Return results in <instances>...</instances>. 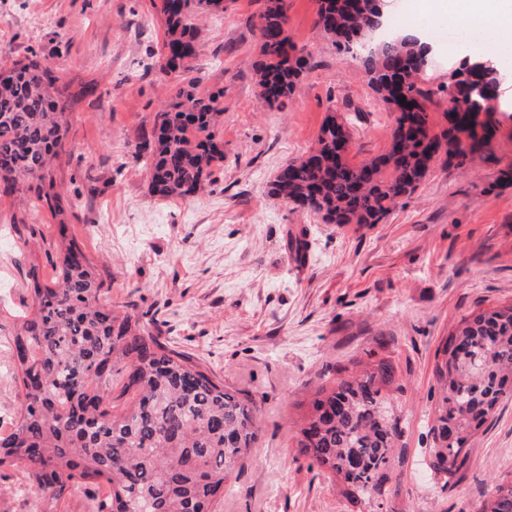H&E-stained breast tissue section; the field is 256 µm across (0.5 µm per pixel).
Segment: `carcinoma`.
Instances as JSON below:
<instances>
[{
    "label": "carcinoma",
    "instance_id": "1",
    "mask_svg": "<svg viewBox=\"0 0 512 512\" xmlns=\"http://www.w3.org/2000/svg\"><path fill=\"white\" fill-rule=\"evenodd\" d=\"M373 2L317 0L316 25L338 50H363L368 83L393 115L387 149L351 163V119L328 115L315 147L283 166L271 186L327 224L382 223L438 162L467 170L489 153L496 130L492 101L502 59L466 58L447 83L430 85L423 78L426 46L418 41L364 48L380 12ZM152 6L165 26L164 67L173 71L198 52L194 21L224 10V0ZM287 12V0H262L254 70L261 98L276 109L310 69L305 47L288 36ZM202 81L189 78L179 88L181 101L157 112L135 147L159 196H197L224 162L218 96L198 93ZM91 92L84 86L68 93L59 71L35 53L0 67V181L10 184L8 195L24 190L31 207L59 216L56 274L45 281L39 264H30L31 304L13 333L21 409L11 431L0 434V471L26 467L54 500L70 486L105 485L109 493L95 512H213L258 440V407L103 300L105 282L69 234L54 177L77 96ZM437 99L448 103L447 126L439 129L428 112ZM288 250L306 260L305 234L290 236ZM433 376L427 466L446 488L466 466L470 440L497 404L512 398V304L461 317L437 349ZM405 391L391 359L369 350L331 371L292 423L299 455L341 486L348 501L386 480L404 433L389 408ZM478 512H512V479L494 481Z\"/></svg>",
    "mask_w": 512,
    "mask_h": 512
}]
</instances>
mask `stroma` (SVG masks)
I'll return each mask as SVG.
<instances>
[{
	"instance_id": "1",
	"label": "stroma",
	"mask_w": 512,
	"mask_h": 512,
	"mask_svg": "<svg viewBox=\"0 0 512 512\" xmlns=\"http://www.w3.org/2000/svg\"><path fill=\"white\" fill-rule=\"evenodd\" d=\"M259 10V0H224L197 24L190 65L200 93L221 95L224 165L190 201L153 194L134 157L185 77L161 69L164 27L151 0H0V62L35 53L73 88L96 86L74 107L56 170L58 191L79 202L67 213L72 233L115 307L154 314L150 332L257 402L260 437L214 512H474L494 479L512 476V399L471 440L454 488L440 490L422 457L442 339L461 316L512 303V185L497 180L512 165V68L497 86L488 159L468 172L436 166L383 223L326 224L271 193L277 172L309 150L328 113L353 116L354 163L386 149L391 116L361 60L320 33L315 0H288V31L312 68L286 108H269L253 69ZM21 208L0 199V432L21 405L10 339L30 301L29 265L55 274L54 214H27L20 240ZM305 226L313 258L302 263L286 242ZM382 337L408 383L398 401L405 436L387 498L354 506L298 455L290 424L319 377ZM0 512H49L27 468L0 472Z\"/></svg>"
}]
</instances>
